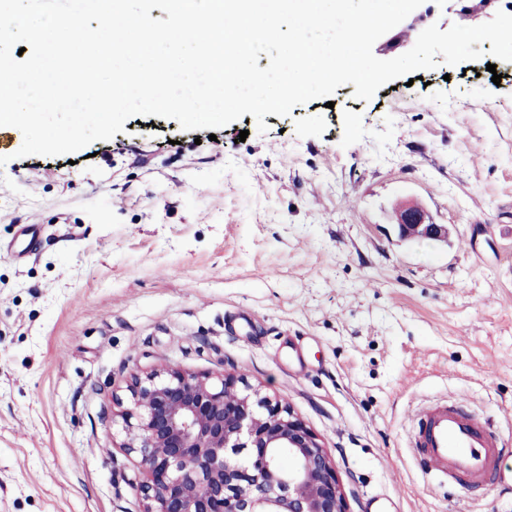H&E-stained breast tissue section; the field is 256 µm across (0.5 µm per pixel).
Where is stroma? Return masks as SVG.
Segmentation results:
<instances>
[{"label":"stroma","instance_id":"stroma-1","mask_svg":"<svg viewBox=\"0 0 512 512\" xmlns=\"http://www.w3.org/2000/svg\"><path fill=\"white\" fill-rule=\"evenodd\" d=\"M429 5L392 56L458 23ZM354 90L263 133L249 114L213 132L131 118L69 157L19 156L21 132L0 131V512H140L112 413L130 373L160 366L280 397L350 512H512V62ZM401 203L447 241L400 239ZM22 224L40 234L17 260ZM435 403L502 437L482 488L418 466Z\"/></svg>","mask_w":512,"mask_h":512}]
</instances>
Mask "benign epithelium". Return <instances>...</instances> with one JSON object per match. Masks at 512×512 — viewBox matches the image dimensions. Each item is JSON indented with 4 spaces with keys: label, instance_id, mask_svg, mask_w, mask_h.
<instances>
[{
    "label": "benign epithelium",
    "instance_id": "7a95c632",
    "mask_svg": "<svg viewBox=\"0 0 512 512\" xmlns=\"http://www.w3.org/2000/svg\"><path fill=\"white\" fill-rule=\"evenodd\" d=\"M472 20L496 0H453ZM438 242L448 227L426 210H399L409 226ZM119 411L121 448L143 469L140 512H349L335 466L317 436L282 400L231 374L176 367L131 375Z\"/></svg>",
    "mask_w": 512,
    "mask_h": 512
}]
</instances>
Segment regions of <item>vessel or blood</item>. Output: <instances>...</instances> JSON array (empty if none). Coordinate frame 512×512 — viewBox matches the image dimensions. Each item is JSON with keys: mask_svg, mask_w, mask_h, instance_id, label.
Masks as SVG:
<instances>
[{"mask_svg": "<svg viewBox=\"0 0 512 512\" xmlns=\"http://www.w3.org/2000/svg\"><path fill=\"white\" fill-rule=\"evenodd\" d=\"M411 446L424 472L433 478L479 482L493 471L503 441L461 408L438 403L417 416Z\"/></svg>", "mask_w": 512, "mask_h": 512, "instance_id": "obj_1", "label": "vessel or blood"}]
</instances>
